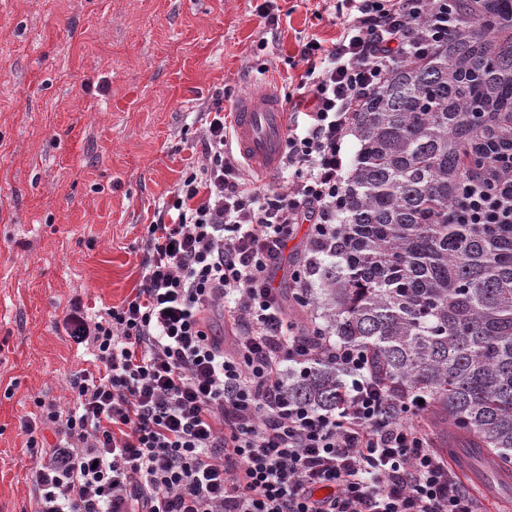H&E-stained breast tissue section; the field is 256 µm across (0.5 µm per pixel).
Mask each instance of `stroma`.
<instances>
[{
	"mask_svg": "<svg viewBox=\"0 0 512 512\" xmlns=\"http://www.w3.org/2000/svg\"><path fill=\"white\" fill-rule=\"evenodd\" d=\"M0 0V512H34L20 421L66 402L90 354L69 305L105 310L137 287L155 209L202 161L199 113L248 88L294 92L299 43L336 40V0ZM482 512L512 506V477L458 449Z\"/></svg>",
	"mask_w": 512,
	"mask_h": 512,
	"instance_id": "35a3bbf8",
	"label": "stroma"
}]
</instances>
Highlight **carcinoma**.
<instances>
[{
  "label": "carcinoma",
  "instance_id": "cac0c4a2",
  "mask_svg": "<svg viewBox=\"0 0 512 512\" xmlns=\"http://www.w3.org/2000/svg\"><path fill=\"white\" fill-rule=\"evenodd\" d=\"M459 24L399 62L357 113L360 143L330 234L303 260L316 330L363 350L400 396H423L444 432L512 475V223L457 216L464 186L505 190L512 212V0H447ZM325 359L288 383L340 400Z\"/></svg>",
  "mask_w": 512,
  "mask_h": 512
}]
</instances>
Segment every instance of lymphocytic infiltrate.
I'll use <instances>...</instances> for the list:
<instances>
[{"label": "lymphocytic infiltrate", "mask_w": 512, "mask_h": 512, "mask_svg": "<svg viewBox=\"0 0 512 512\" xmlns=\"http://www.w3.org/2000/svg\"><path fill=\"white\" fill-rule=\"evenodd\" d=\"M332 47L302 44L274 191L245 173L222 100L200 114L204 162L186 172L141 241V278L122 305L62 324L94 370L69 379L71 408L25 418L43 456L36 512H479L430 446L417 399L395 396L365 352L288 327L272 273L298 225L327 235L357 112L401 59L452 27L444 0H336ZM219 310L228 341L211 333ZM336 360L339 408L294 401L289 370ZM55 443H48L46 431Z\"/></svg>", "instance_id": "obj_1"}]
</instances>
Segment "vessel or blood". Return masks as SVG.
I'll list each match as a JSON object with an SVG mask.
<instances>
[{
  "label": "vessel or blood",
  "mask_w": 512,
  "mask_h": 512,
  "mask_svg": "<svg viewBox=\"0 0 512 512\" xmlns=\"http://www.w3.org/2000/svg\"><path fill=\"white\" fill-rule=\"evenodd\" d=\"M234 144L259 176L281 166L288 114L272 89L241 95L234 104Z\"/></svg>",
  "instance_id": "vessel-or-blood-1"
}]
</instances>
